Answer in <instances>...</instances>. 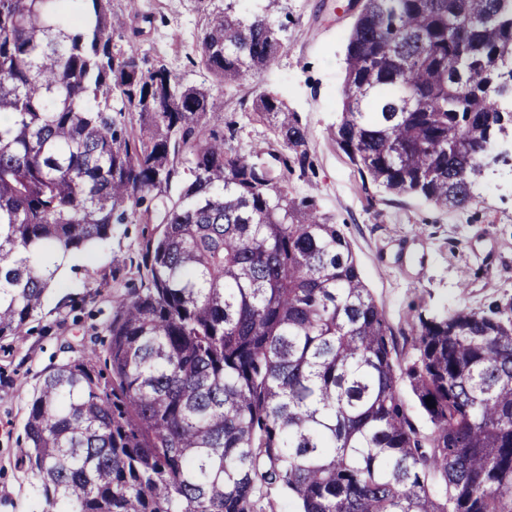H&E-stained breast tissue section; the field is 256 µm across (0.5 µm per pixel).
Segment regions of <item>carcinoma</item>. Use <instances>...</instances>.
Masks as SVG:
<instances>
[{
  "label": "carcinoma",
  "instance_id": "cac0c4a2",
  "mask_svg": "<svg viewBox=\"0 0 512 512\" xmlns=\"http://www.w3.org/2000/svg\"><path fill=\"white\" fill-rule=\"evenodd\" d=\"M283 11L224 0L190 60L250 87L279 149L246 151L223 96L114 42L135 8L0 0V340L40 313L58 257L159 225L107 343L40 375L17 464L46 512H512V297L421 313L398 353L350 243L288 186L313 163L261 85ZM506 70L512 0H361L336 145L365 184L466 209L490 162L512 166Z\"/></svg>",
  "mask_w": 512,
  "mask_h": 512
}]
</instances>
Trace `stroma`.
Masks as SVG:
<instances>
[{
	"instance_id": "1",
	"label": "stroma",
	"mask_w": 512,
	"mask_h": 512,
	"mask_svg": "<svg viewBox=\"0 0 512 512\" xmlns=\"http://www.w3.org/2000/svg\"><path fill=\"white\" fill-rule=\"evenodd\" d=\"M340 2L288 0L285 46L262 84L278 92L309 129L314 171L291 176L293 191L315 197L336 220L406 356L418 313L460 304L481 308L512 294V168L496 167L475 203L458 211L364 184L332 135L352 23L350 15L337 12ZM223 6V0L205 8L198 0H138L139 15L150 19L135 38L141 55L185 82L209 84L208 74L188 58L212 12ZM156 231L153 224L121 225L105 245L73 256L28 332L0 340V512H42L34 479L16 464L38 375L64 359V344L76 346L95 335L112 312V296L139 282L130 260Z\"/></svg>"
}]
</instances>
